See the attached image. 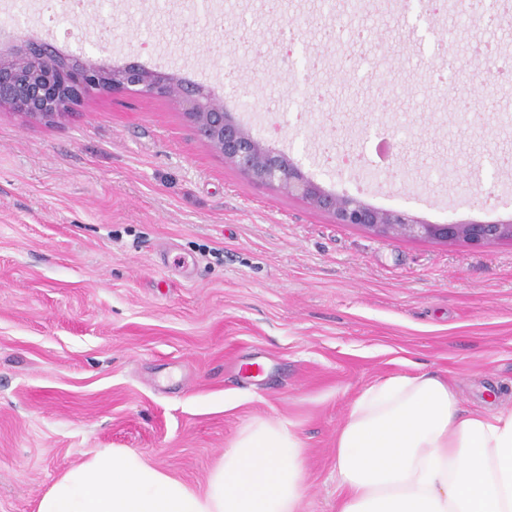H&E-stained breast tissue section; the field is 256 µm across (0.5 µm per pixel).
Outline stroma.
<instances>
[{
  "instance_id": "1",
  "label": "stroma",
  "mask_w": 512,
  "mask_h": 512,
  "mask_svg": "<svg viewBox=\"0 0 512 512\" xmlns=\"http://www.w3.org/2000/svg\"><path fill=\"white\" fill-rule=\"evenodd\" d=\"M109 0L47 31L0 0V49L32 38L204 85L326 191L427 223L512 220V59L502 0L479 30L408 0ZM512 405V242L384 237L254 182L173 98L93 93L46 123L0 113V512H36L99 448L205 488L240 430L292 423L304 512H336V430L393 375Z\"/></svg>"
}]
</instances>
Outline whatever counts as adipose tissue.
Segmentation results:
<instances>
[{
  "label": "adipose tissue",
  "mask_w": 512,
  "mask_h": 512,
  "mask_svg": "<svg viewBox=\"0 0 512 512\" xmlns=\"http://www.w3.org/2000/svg\"><path fill=\"white\" fill-rule=\"evenodd\" d=\"M336 512H512V407L465 411L448 381L394 375L364 388L337 432ZM305 448L292 424L245 425L196 490L143 454L97 449L37 512H300Z\"/></svg>",
  "instance_id": "ef3b65f1"
}]
</instances>
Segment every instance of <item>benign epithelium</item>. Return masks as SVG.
<instances>
[{
    "instance_id": "benign-epithelium-1",
    "label": "benign epithelium",
    "mask_w": 512,
    "mask_h": 512,
    "mask_svg": "<svg viewBox=\"0 0 512 512\" xmlns=\"http://www.w3.org/2000/svg\"><path fill=\"white\" fill-rule=\"evenodd\" d=\"M141 85H151L161 95L176 93L177 103L198 137L240 172L330 214L338 224L363 227L380 235L462 243L473 248L512 241V221L428 224L402 209L379 210L356 196L325 192L290 158L253 137L202 85L183 84L164 72L148 73L134 62L112 68L92 63L78 55L62 54L47 43L31 41L7 56L0 53L1 113L51 122L73 110L91 90L117 95Z\"/></svg>"
}]
</instances>
